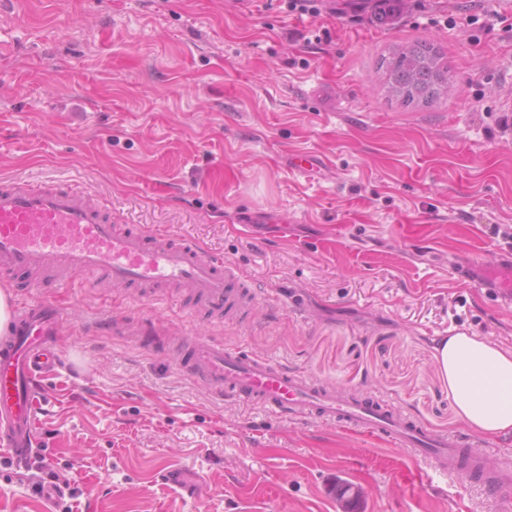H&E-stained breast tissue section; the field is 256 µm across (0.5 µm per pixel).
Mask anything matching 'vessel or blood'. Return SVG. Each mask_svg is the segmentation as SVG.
Segmentation results:
<instances>
[{"label":"vessel or blood","mask_w":512,"mask_h":512,"mask_svg":"<svg viewBox=\"0 0 512 512\" xmlns=\"http://www.w3.org/2000/svg\"><path fill=\"white\" fill-rule=\"evenodd\" d=\"M498 297L512 301V261L485 265ZM60 273L139 289L187 290L198 311L221 315L257 295L222 256L167 230L145 231L113 223L87 192L70 187L0 179V275ZM65 324L60 307L31 301L19 307L0 336V447L13 465L28 469L42 443L38 414L50 398L43 381L61 365ZM178 368L218 399L256 407L280 419H314L368 434L430 460L434 470L479 483L502 506L512 505V456L497 469L484 466L485 449L458 435L438 433L402 416L375 394L342 398L333 384L318 382L276 360L194 337L184 342Z\"/></svg>","instance_id":"b4317fda"}]
</instances>
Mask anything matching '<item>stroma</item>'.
I'll return each mask as SVG.
<instances>
[{"label":"stroma","mask_w":512,"mask_h":512,"mask_svg":"<svg viewBox=\"0 0 512 512\" xmlns=\"http://www.w3.org/2000/svg\"><path fill=\"white\" fill-rule=\"evenodd\" d=\"M0 0V176L72 184L116 224L168 227L223 256L263 304L207 318L122 286L0 281L67 317L40 414L75 496L48 498L0 449V512H498L483 490L371 436L218 400L132 328L205 336L377 394L428 427L456 419L435 348L460 332L512 351V304L464 276L512 253V0ZM423 40L454 87L390 99L382 55ZM309 159L292 168L296 156ZM129 331L108 333V321ZM193 472L200 498L159 475Z\"/></svg>","instance_id":"1"}]
</instances>
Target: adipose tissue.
Listing matches in <instances>:
<instances>
[{
	"instance_id": "ef3b65f1",
	"label": "adipose tissue",
	"mask_w": 512,
	"mask_h": 512,
	"mask_svg": "<svg viewBox=\"0 0 512 512\" xmlns=\"http://www.w3.org/2000/svg\"><path fill=\"white\" fill-rule=\"evenodd\" d=\"M435 363L457 417L471 431L512 433V352L459 333L438 344Z\"/></svg>"
}]
</instances>
